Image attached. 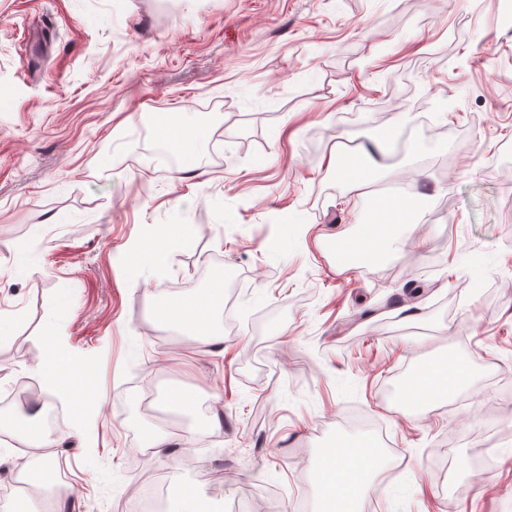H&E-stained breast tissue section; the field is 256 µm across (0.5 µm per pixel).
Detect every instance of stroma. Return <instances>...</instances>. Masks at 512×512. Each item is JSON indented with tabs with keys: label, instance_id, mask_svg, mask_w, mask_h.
Here are the masks:
<instances>
[{
	"label": "stroma",
	"instance_id": "stroma-1",
	"mask_svg": "<svg viewBox=\"0 0 512 512\" xmlns=\"http://www.w3.org/2000/svg\"><path fill=\"white\" fill-rule=\"evenodd\" d=\"M504 4L0 0V313L26 340H0V397L36 380L51 322L103 395L90 423L63 408L52 453L72 494L54 508L129 512L133 487L158 486L166 504L185 488L210 496L211 512H317L315 468L351 439L338 421L351 410L382 424L397 465L363 512H512ZM185 112L209 126L205 172L177 179L148 152ZM398 120L374 187L419 178L420 226L377 262L339 259L336 238L357 234L372 198L346 194L326 158ZM290 219L298 237L283 235ZM174 224L185 243L132 279L131 246ZM409 267L427 285L413 298ZM219 271L222 348L161 326L153 298L210 288ZM444 358L468 380L394 413L386 385ZM180 393L219 395L223 434L173 413ZM148 426L172 453L144 456Z\"/></svg>",
	"mask_w": 512,
	"mask_h": 512
}]
</instances>
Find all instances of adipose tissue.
<instances>
[{
	"instance_id": "1",
	"label": "adipose tissue",
	"mask_w": 512,
	"mask_h": 512,
	"mask_svg": "<svg viewBox=\"0 0 512 512\" xmlns=\"http://www.w3.org/2000/svg\"><path fill=\"white\" fill-rule=\"evenodd\" d=\"M207 132L203 120L196 116L181 122L176 128L162 126L159 136L171 154L191 157ZM416 204L417 196L410 188L398 197L378 200L355 238L337 239V252L346 257L377 260L401 231L412 224ZM187 236V226L180 224L148 231L130 251L131 273L141 276L144 269L154 267L159 260L179 247ZM223 304V283L218 280L207 291L159 301L158 314L164 324L180 330L193 341L205 346H217L223 342L217 325ZM44 342L46 349L41 378L46 395L60 396L79 415H87L102 400L99 392L87 387L93 375L92 366L66 356L58 329H49ZM467 377L466 368L458 362L445 359L436 361L419 371L406 399L421 406L427 405L437 396L462 385ZM56 443V438L51 434H29L27 447L43 451L36 463L22 466L32 484L46 487L54 483L56 466L48 450L55 447ZM380 468V452L370 440L358 439L329 449L315 471L320 494L319 512H361L363 497Z\"/></svg>"
}]
</instances>
